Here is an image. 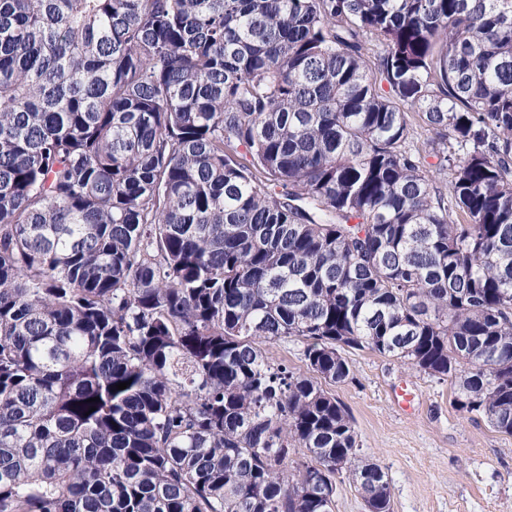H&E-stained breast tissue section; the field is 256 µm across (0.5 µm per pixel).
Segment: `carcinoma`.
<instances>
[{"label": "carcinoma", "mask_w": 512, "mask_h": 512, "mask_svg": "<svg viewBox=\"0 0 512 512\" xmlns=\"http://www.w3.org/2000/svg\"><path fill=\"white\" fill-rule=\"evenodd\" d=\"M365 349L512 435V0H0V512H391ZM270 356L276 361H283L288 364L289 367L295 368L296 370H303L304 365L300 357V343L288 339V341H281L276 344H270L267 346ZM337 482L333 512H367V507L355 486L348 479Z\"/></svg>", "instance_id": "carcinoma-1"}]
</instances>
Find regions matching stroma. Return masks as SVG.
Listing matches in <instances>:
<instances>
[{"mask_svg":"<svg viewBox=\"0 0 512 512\" xmlns=\"http://www.w3.org/2000/svg\"><path fill=\"white\" fill-rule=\"evenodd\" d=\"M347 358L352 380L330 391L385 471L392 512H512V436L458 410L449 382L367 350Z\"/></svg>","mask_w":512,"mask_h":512,"instance_id":"35a3bbf8","label":"stroma"}]
</instances>
